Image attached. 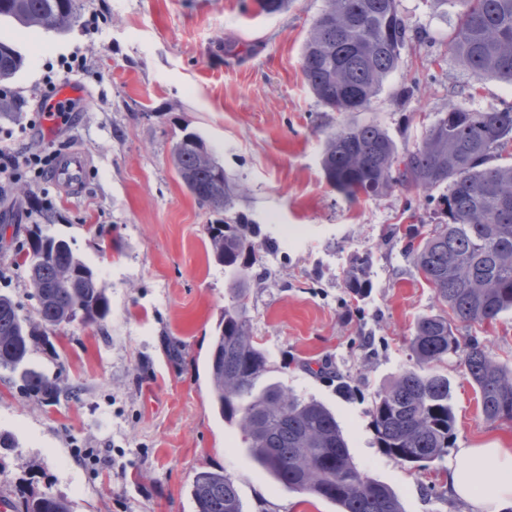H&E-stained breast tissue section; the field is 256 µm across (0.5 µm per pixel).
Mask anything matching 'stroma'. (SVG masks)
<instances>
[{
    "label": "stroma",
    "instance_id": "stroma-1",
    "mask_svg": "<svg viewBox=\"0 0 512 512\" xmlns=\"http://www.w3.org/2000/svg\"><path fill=\"white\" fill-rule=\"evenodd\" d=\"M323 6L291 0L267 15L254 0H85L84 14L99 17L90 38L77 28L22 32L0 18V36L28 60L0 83L19 94L16 112L0 117V145L75 151L90 167L76 193L33 184L51 200V219L18 189L0 197V294L20 316L36 307L16 258L18 225L38 223L97 273L110 301L103 329H49V344H36L29 358L31 369L76 387L79 400L46 402L0 369V506L35 490L67 500L71 512H194L196 472L220 468L243 512H337L276 485L212 406L208 360L229 277L205 233L217 216L196 202L171 161L174 145L195 132L246 188L234 213L268 242L251 273L249 316L283 383L331 408L355 464L388 485L405 512H472L451 495L448 464L461 448H512V426L483 416L459 358L443 368L456 417L446 459L427 469L402 465L378 447L371 426L374 393L408 364L418 318L437 311L405 238L386 231L430 224L437 200L412 190L348 201L327 183L320 157L326 133L363 120L381 124L398 148L414 147L449 107L512 104V85L476 79L452 56L456 15L439 16L431 0H398L405 23L426 39L405 45L400 68L367 111H328L301 69ZM77 46L91 70L70 125L19 131L46 67ZM414 76V93L397 97ZM358 257L367 261L358 273L368 289L356 299L346 280ZM468 333L512 365V311ZM173 342L183 351L176 363L167 353ZM325 363L332 374H319Z\"/></svg>",
    "mask_w": 512,
    "mask_h": 512
}]
</instances>
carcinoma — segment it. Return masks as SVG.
<instances>
[{
    "label": "carcinoma",
    "instance_id": "carcinoma-1",
    "mask_svg": "<svg viewBox=\"0 0 512 512\" xmlns=\"http://www.w3.org/2000/svg\"><path fill=\"white\" fill-rule=\"evenodd\" d=\"M435 12L458 8L449 49L475 78L512 83V0H432ZM81 0H0V17L35 31L62 34L77 23ZM302 49L310 93L334 112H361L401 65L412 39L397 0H325ZM25 57L0 37V76L16 75ZM184 135L172 163L197 203L228 213L245 193L224 174L210 150ZM512 142V106L452 107L437 118L420 144L398 150L388 132L367 122L326 134L321 165L327 182L346 199L376 198L395 189L431 193L444 189L440 214L424 236L408 230L407 249L434 290L439 313L418 319L409 339L411 365L371 401L372 428L380 448L412 466L443 458L454 434L448 376L440 366L458 357L479 395L484 417L512 423V368L493 360L460 328L491 324L512 310V164L498 160ZM22 265L38 306L22 318L0 294V368L21 371L24 387L47 401L63 388L58 378L26 368L32 342L47 329L74 322L100 328L110 314L105 288L69 244L24 228ZM257 224L236 217L207 225L211 255L230 276L229 302L217 324L209 356L210 394L219 416L241 428L252 460L274 481L338 507V512H404L397 495L354 463L344 432L329 407L302 399L269 378L267 353L254 340L249 317V277L258 262ZM196 512H243L232 479L222 469L196 473L190 487ZM15 512H70L47 492L20 498Z\"/></svg>",
    "mask_w": 512,
    "mask_h": 512
}]
</instances>
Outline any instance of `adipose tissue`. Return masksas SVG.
Masks as SVG:
<instances>
[{
    "mask_svg": "<svg viewBox=\"0 0 512 512\" xmlns=\"http://www.w3.org/2000/svg\"><path fill=\"white\" fill-rule=\"evenodd\" d=\"M447 482L478 512H507L512 507V448L459 449Z\"/></svg>",
    "mask_w": 512,
    "mask_h": 512,
    "instance_id": "ef3b65f1",
    "label": "adipose tissue"
}]
</instances>
